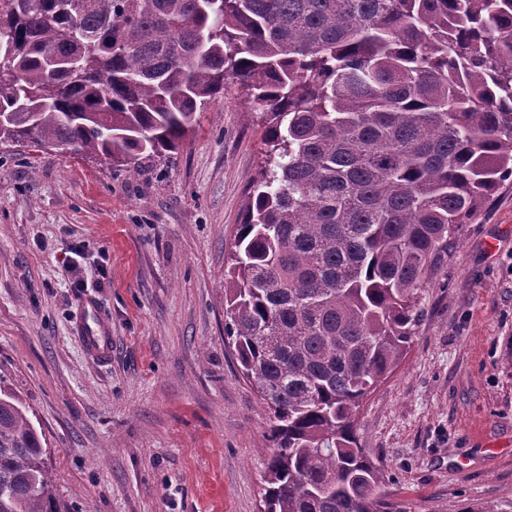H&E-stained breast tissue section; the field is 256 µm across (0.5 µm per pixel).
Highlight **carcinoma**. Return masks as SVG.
I'll list each match as a JSON object with an SVG mask.
<instances>
[{
	"label": "carcinoma",
	"mask_w": 512,
	"mask_h": 512,
	"mask_svg": "<svg viewBox=\"0 0 512 512\" xmlns=\"http://www.w3.org/2000/svg\"><path fill=\"white\" fill-rule=\"evenodd\" d=\"M235 80L265 150L224 330L269 418L264 512H406L355 420L416 291L512 178V0H0V140L137 170ZM0 512H56L0 380Z\"/></svg>",
	"instance_id": "obj_1"
}]
</instances>
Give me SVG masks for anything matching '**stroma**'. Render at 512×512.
Here are the masks:
<instances>
[{
  "instance_id": "35a3bbf8",
  "label": "stroma",
  "mask_w": 512,
  "mask_h": 512,
  "mask_svg": "<svg viewBox=\"0 0 512 512\" xmlns=\"http://www.w3.org/2000/svg\"><path fill=\"white\" fill-rule=\"evenodd\" d=\"M137 174L0 147V378L59 512H259L269 419L224 341L225 259L264 145L227 82ZM422 317L356 431L406 512H512V180L417 292ZM112 356L84 349L85 302Z\"/></svg>"
}]
</instances>
